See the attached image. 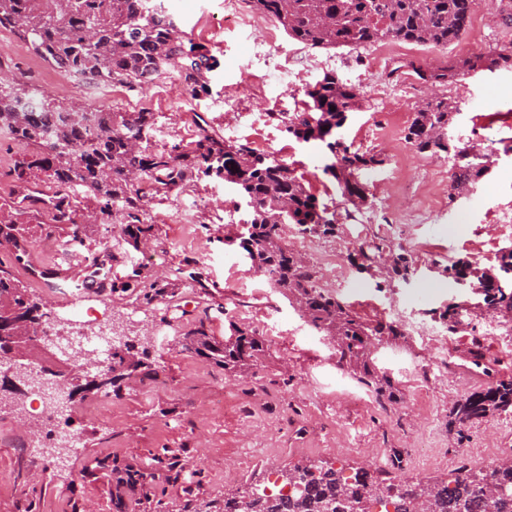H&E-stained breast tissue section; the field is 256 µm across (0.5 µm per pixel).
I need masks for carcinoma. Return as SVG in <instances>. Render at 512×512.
<instances>
[{"mask_svg":"<svg viewBox=\"0 0 512 512\" xmlns=\"http://www.w3.org/2000/svg\"><path fill=\"white\" fill-rule=\"evenodd\" d=\"M289 38L309 48L351 50L386 41L446 47L467 30L477 0H252ZM0 27L15 30L33 52L63 75L104 86L120 84L136 91L170 70L184 74L195 96L210 91L209 73L216 61L203 47L178 35L174 19L163 0H0ZM512 70V46L485 54L462 57L448 67L417 77L431 84H446L460 71ZM308 98L300 112H271L286 131L302 143L320 142L329 157L323 173L336 181L347 208L368 207L364 176L384 164L377 153L362 151L340 133L349 114L359 108L354 87L334 70L304 89ZM457 114L448 98L433 97L414 109L406 140L417 152L445 155L451 160L452 189H469L485 177L486 167L448 134ZM154 113L88 110L55 102L26 90L19 83L0 81V130L23 148L14 167L22 184L37 181L56 186L55 221L75 223L71 193L81 189L95 210L109 222L122 225L133 242L147 237L153 225L140 218L143 206L137 182L152 179L169 190L190 182L217 177L233 185L251 208L248 227L239 247L271 287L292 296L304 309L312 326L336 340L340 360L361 361L360 381L377 392L394 395L390 378L368 361L369 346L384 336L403 335L397 320L371 323L354 315L343 298L314 286L316 272L302 254L284 241L282 226L291 224L302 237H334L339 230L336 208L323 202L304 179L283 160L247 143L221 142L208 130L200 133L196 148L177 145L152 150ZM38 200L22 209L0 208V235L26 241L28 224L38 222ZM382 248L362 245L349 253L358 271L379 267ZM448 278L466 280L479 291L482 304L497 310L512 308V250L504 251L498 265L458 259L444 268ZM414 273L405 253L394 256L392 277L403 280ZM37 324L46 312L31 301L27 289L9 264L0 262V320L17 309ZM464 307L454 300L440 318L448 330L461 323ZM186 348L206 356L229 374L247 373L264 355L261 337L239 327L220 343L199 327ZM112 386L131 377L141 367L132 360L131 347L113 353ZM512 407V382L500 383L468 395L457 404L459 423L486 419ZM473 472L416 486H400L397 512H415L420 492L430 500V512H512V498L487 501L472 480ZM376 485L365 470L344 476L327 468L309 480L307 494L263 496L251 501V512H351L349 504Z\"/></svg>","mask_w":512,"mask_h":512,"instance_id":"carcinoma-1","label":"carcinoma"}]
</instances>
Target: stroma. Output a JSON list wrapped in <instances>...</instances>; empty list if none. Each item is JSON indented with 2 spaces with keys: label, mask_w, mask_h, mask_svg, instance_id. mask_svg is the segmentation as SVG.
Instances as JSON below:
<instances>
[{
  "label": "stroma",
  "mask_w": 512,
  "mask_h": 512,
  "mask_svg": "<svg viewBox=\"0 0 512 512\" xmlns=\"http://www.w3.org/2000/svg\"><path fill=\"white\" fill-rule=\"evenodd\" d=\"M179 36L202 45L218 62L210 74L211 93L195 97L183 75L170 71L145 89L111 90L60 74L9 29H0V77L38 89L44 97L93 109L155 112L154 148H194L200 128L221 141L272 145L309 185L333 189L324 175L327 158L320 143L288 136L276 112H293L305 85L321 78L314 69L304 83H292L276 66L296 41L280 37L281 51L264 46L248 28L224 27V0H164ZM512 0H479L474 30L446 48L428 46L420 60L401 56L377 78L383 96L366 88L362 64L367 49H303L307 59H347L337 74L362 85L361 107L342 130L347 141L383 154L385 163L368 173L373 202L365 221L351 224L339 214L335 239L342 253L377 240L376 220L385 205L409 218L393 224L385 242L410 255L416 268L409 282L377 287L374 278L350 272L344 296L351 310L370 322L402 318L403 336L383 337L370 348L378 372L391 378L394 396L377 393L359 380L352 362L340 361L333 337L314 329L294 300L271 288L238 246L249 208L235 188L205 179L172 192L153 185L143 199L144 221L154 227L148 243L136 246L113 237L112 225L87 216L78 201V230L45 222L27 234L30 251L15 266L31 299L46 309L88 311L111 319L135 343L149 366L141 392L129 382L112 396V416L87 417V402L74 397L59 416L77 429L81 448L67 463L33 461L39 437L17 422H0V512H214L233 488L264 485L308 463L368 470L376 481L414 485L451 475L456 465L484 467L487 456L512 449V412L462 425L453 410L464 396L512 382V318L497 311L467 315L449 333L438 315L449 299H469L454 287L445 266L462 258L495 265L512 232L497 221L512 213V71H483L456 77L443 87L416 83L405 90L402 72L418 66L443 68L454 59L512 44V25L502 22ZM446 95L458 109L449 134L486 140L494 161L482 182L449 197L447 159L417 153L404 126L389 127L390 112L413 113L433 94ZM110 255L108 289L103 293L51 288L30 275L36 266H73L76 254ZM277 318L287 337L264 334L261 363L245 375H230L212 361L184 349L198 327L223 339L233 327L259 331L260 313ZM478 348L487 358L464 371L461 351ZM217 388L234 393L242 413L210 414L204 401ZM142 474L137 493L120 479L125 470Z\"/></svg>",
  "instance_id": "stroma-1"
}]
</instances>
